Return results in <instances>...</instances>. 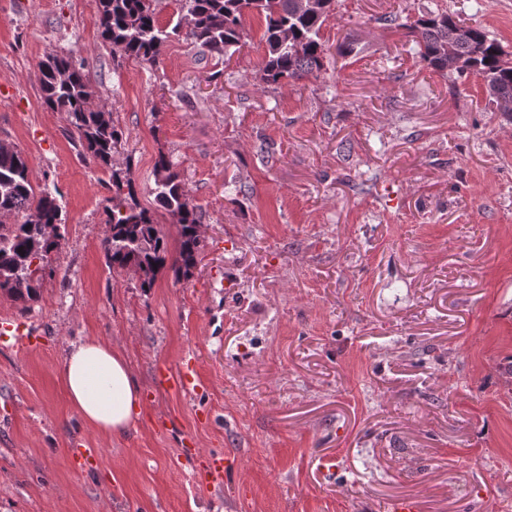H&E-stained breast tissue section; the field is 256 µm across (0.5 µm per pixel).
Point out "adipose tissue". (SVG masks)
Segmentation results:
<instances>
[{"label": "adipose tissue", "instance_id": "obj_1", "mask_svg": "<svg viewBox=\"0 0 512 512\" xmlns=\"http://www.w3.org/2000/svg\"><path fill=\"white\" fill-rule=\"evenodd\" d=\"M60 380L70 405L104 435L126 433L143 414L142 390L123 353L98 338L72 344Z\"/></svg>", "mask_w": 512, "mask_h": 512}]
</instances>
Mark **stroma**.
I'll return each instance as SVG.
<instances>
[{"label": "stroma", "instance_id": "1", "mask_svg": "<svg viewBox=\"0 0 512 512\" xmlns=\"http://www.w3.org/2000/svg\"><path fill=\"white\" fill-rule=\"evenodd\" d=\"M430 11L512 53V0H337L322 68L272 89L255 15L232 55L172 37L151 68L113 59L98 0H0V142L66 224L39 299L0 295V322L36 336L0 338V512H386L403 495L512 512V113L382 21ZM51 54L89 60L142 206L158 153L180 172L204 228L189 279L145 290L107 266L109 174L41 104ZM87 336L142 389L125 435L85 424L60 385ZM189 359L185 393L161 374ZM216 452L240 457L234 480L200 478Z\"/></svg>", "mask_w": 512, "mask_h": 512}]
</instances>
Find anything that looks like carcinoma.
I'll return each mask as SVG.
<instances>
[{
  "mask_svg": "<svg viewBox=\"0 0 512 512\" xmlns=\"http://www.w3.org/2000/svg\"><path fill=\"white\" fill-rule=\"evenodd\" d=\"M192 25L177 24L171 32L160 29L157 0H99L102 39L112 45L113 57L133 59L154 66L159 63L161 45L170 35H184L208 53L224 57L241 47L245 37L244 17L256 14L265 22L262 40L265 55L259 81L265 86L301 80L323 66L325 45L321 30L335 0H313L309 8L298 0H182ZM388 25L408 30L414 37L416 55L436 72L451 71L460 77L478 75L489 98L497 104L512 103V58L502 46L479 27L446 12L426 13L414 21H400L392 13L383 17ZM451 46L454 66L441 54ZM40 98L53 112L65 115L77 134L80 146L102 169L110 172L112 196L105 206L107 219L101 246L109 267L130 272L151 271L140 287H153L166 263L189 277L199 263L202 240L198 235L200 216L188 198L181 174L168 157L160 153L154 163L155 209L140 204L130 169H116L113 149L123 133L113 122L101 121L99 113L86 103L90 84L89 64L75 63L69 55H50L40 64ZM42 210L44 223L64 225L63 208L46 186L33 182L22 152L0 150V294L26 304L39 297L47 264L31 251L40 229L36 224L12 222L32 208ZM163 211L176 226V238L168 236L155 214Z\"/></svg>",
  "mask_w": 512,
  "mask_h": 512,
  "instance_id": "cac0c4a2",
  "label": "carcinoma"
}]
</instances>
